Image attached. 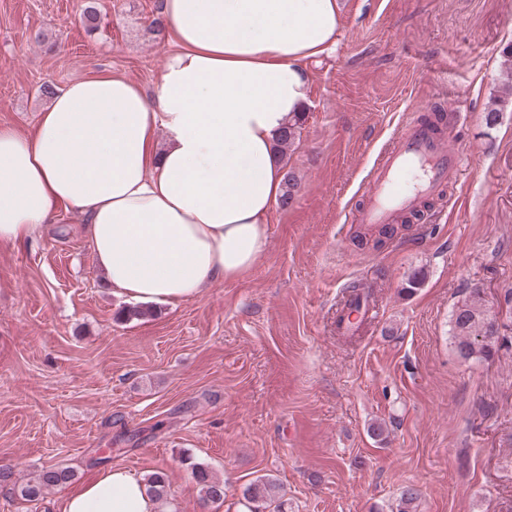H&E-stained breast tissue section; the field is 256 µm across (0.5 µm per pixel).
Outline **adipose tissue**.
<instances>
[{
    "label": "adipose tissue",
    "instance_id": "adipose-tissue-1",
    "mask_svg": "<svg viewBox=\"0 0 512 512\" xmlns=\"http://www.w3.org/2000/svg\"><path fill=\"white\" fill-rule=\"evenodd\" d=\"M176 49L151 92L109 74L70 82L32 131L0 126V242L81 218L119 296L175 304L264 254L284 172L276 140L306 107L307 62L331 53L340 0H162ZM62 512H158L112 468Z\"/></svg>",
    "mask_w": 512,
    "mask_h": 512
}]
</instances>
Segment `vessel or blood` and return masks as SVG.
<instances>
[{"mask_svg": "<svg viewBox=\"0 0 512 512\" xmlns=\"http://www.w3.org/2000/svg\"><path fill=\"white\" fill-rule=\"evenodd\" d=\"M464 163L462 152L449 147L445 137L420 117H413L371 168L364 183L365 201L354 210L352 223L369 227L400 223L425 200L458 182ZM374 317V304H361L358 312L337 320L336 333L355 334L357 322L368 323Z\"/></svg>", "mask_w": 512, "mask_h": 512, "instance_id": "b4317fda", "label": "vessel or blood"}]
</instances>
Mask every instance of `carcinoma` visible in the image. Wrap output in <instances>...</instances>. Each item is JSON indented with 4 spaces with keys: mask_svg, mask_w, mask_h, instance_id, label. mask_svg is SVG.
Returning a JSON list of instances; mask_svg holds the SVG:
<instances>
[{
    "mask_svg": "<svg viewBox=\"0 0 512 512\" xmlns=\"http://www.w3.org/2000/svg\"><path fill=\"white\" fill-rule=\"evenodd\" d=\"M305 114L295 118L278 139L276 146L280 152L292 146L300 137L301 126ZM488 310L479 289L474 288L468 297L459 303L451 318L452 338L456 350L463 359L482 358L489 359L500 348L499 340L492 337L488 330ZM192 474L196 483L200 486V493L204 502H224V482L215 478L210 471L200 465L192 467ZM74 477V472L68 467L48 466L43 468L32 480L20 486V497L24 501L33 502L52 487L66 484ZM148 493L162 500L168 495L167 476L162 471H157L146 479ZM278 485L275 481L261 477L251 483L243 492L245 507L249 510L273 507V512H281L282 503L277 497ZM419 500L418 491L411 487H405L400 493L399 512H417Z\"/></svg>",
    "mask_w": 512,
    "mask_h": 512,
    "instance_id": "obj_1",
    "label": "carcinoma"
}]
</instances>
